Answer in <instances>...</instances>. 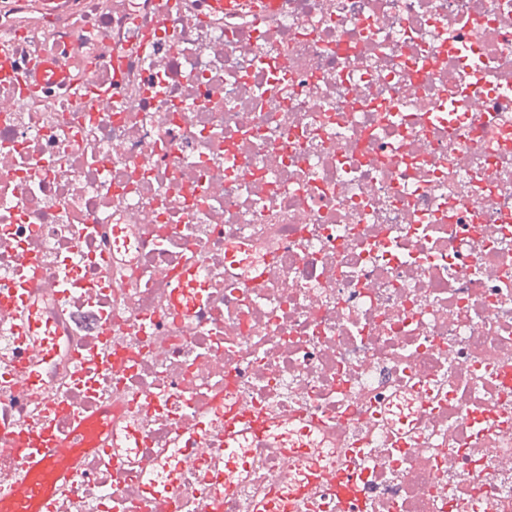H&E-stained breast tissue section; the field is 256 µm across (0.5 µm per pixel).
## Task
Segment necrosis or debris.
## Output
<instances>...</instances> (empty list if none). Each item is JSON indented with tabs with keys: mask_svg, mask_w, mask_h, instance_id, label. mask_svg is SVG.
<instances>
[{
	"mask_svg": "<svg viewBox=\"0 0 512 512\" xmlns=\"http://www.w3.org/2000/svg\"><path fill=\"white\" fill-rule=\"evenodd\" d=\"M0 43V479L108 404L136 458L44 512H252L301 464L225 489L247 410L341 440L299 512H512V0H0ZM192 253L205 299L161 308ZM25 301L62 344L35 390ZM278 418L271 416L264 421H252L249 416H241L224 423L221 436L224 439V458L232 457L241 442L246 439H264L266 429Z\"/></svg>",
	"mask_w": 512,
	"mask_h": 512,
	"instance_id": "4bbe7bcc",
	"label": "necrosis or debris"
}]
</instances>
